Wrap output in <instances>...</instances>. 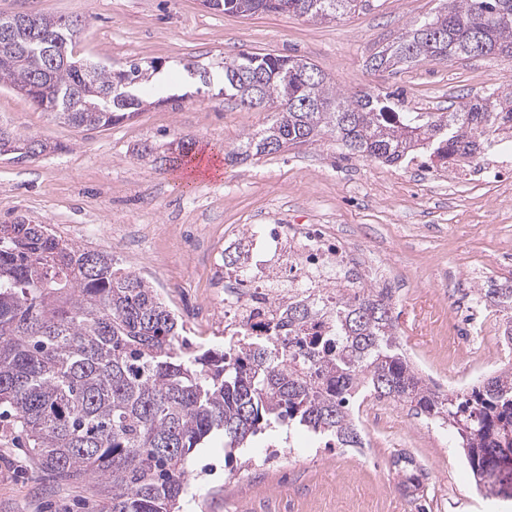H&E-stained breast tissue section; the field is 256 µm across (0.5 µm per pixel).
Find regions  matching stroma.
<instances>
[{
	"label": "stroma",
	"instance_id": "stroma-1",
	"mask_svg": "<svg viewBox=\"0 0 512 512\" xmlns=\"http://www.w3.org/2000/svg\"><path fill=\"white\" fill-rule=\"evenodd\" d=\"M372 7L333 22L291 14L235 16L202 0H0V17L27 13L79 20L75 52L120 69L157 65L142 91L148 104L121 123L82 130L58 123L30 99L0 86V126L61 148L35 160L0 157V224L25 217L51 226L63 240L112 255L152 282L182 322L192 349L224 348V324L207 278L216 236L207 225L245 227L277 218L332 225L338 240L388 263L397 298L392 314L414 365L430 385L480 384L512 364V353L488 339L486 357L472 360L448 345V328L466 331L471 298L443 288L464 266L512 268V250L498 247L495 217L512 197L449 189L443 170L388 166L341 155L334 142L301 144L260 160L226 154L263 128L269 112L225 99L224 60L246 50L303 58L345 92L398 90L408 109H456L485 91L489 75L512 84V64L490 59L419 63L396 74L366 67L373 49L391 43L439 0H372ZM211 71L202 85L186 70ZM216 167L160 164L143 146L164 151L180 138ZM96 224L85 238L80 225ZM0 416V512H95L96 490L61 484L42 472L24 435ZM369 462L323 438L279 427L249 447L224 452L213 436L189 459L182 512H512V497H484L454 431L425 416L374 415L361 421ZM421 470L414 496L398 488L397 456Z\"/></svg>",
	"mask_w": 512,
	"mask_h": 512
}]
</instances>
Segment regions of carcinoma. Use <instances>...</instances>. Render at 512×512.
<instances>
[{"instance_id": "1", "label": "carcinoma", "mask_w": 512, "mask_h": 512, "mask_svg": "<svg viewBox=\"0 0 512 512\" xmlns=\"http://www.w3.org/2000/svg\"><path fill=\"white\" fill-rule=\"evenodd\" d=\"M368 0H204L210 9L248 16L286 13L312 21L356 12ZM368 60L398 73L422 62L479 57V46L512 62V0H439ZM0 85L29 98L74 128L109 127L143 107L137 88L157 68L120 70L75 57L79 21L0 18ZM65 45L69 64L40 68L50 45ZM224 97L272 113L250 134L241 159L332 140L352 155L399 165L409 155L448 168L488 144L493 114L512 120V88L474 97L453 112H402L394 95L334 86L302 58L242 51L224 59ZM59 145L21 139L17 161ZM481 292L512 321V288ZM315 312L288 304V334L228 352L191 354L177 319L144 277L114 266L112 255L67 243L21 217L0 224V407L13 410L39 465L59 482L93 484L99 512H179L188 494V460L215 433L231 454L274 423L364 447L350 401L362 390L407 404L452 429L478 490L504 492L512 480V367L461 393L431 389L415 369L387 294L356 288L336 296V332L301 335Z\"/></svg>"}]
</instances>
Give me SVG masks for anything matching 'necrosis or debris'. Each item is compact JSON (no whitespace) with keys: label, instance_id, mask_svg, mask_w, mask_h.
Segmentation results:
<instances>
[{"label":"necrosis or debris","instance_id":"necrosis-or-debris-1","mask_svg":"<svg viewBox=\"0 0 512 512\" xmlns=\"http://www.w3.org/2000/svg\"><path fill=\"white\" fill-rule=\"evenodd\" d=\"M494 140L475 158L448 164L449 185H482L502 189L500 175L512 166V122L496 118ZM229 249L239 253L236 266L213 268L210 293L224 305V337L230 343L256 342L284 320L289 301L306 300L319 311L311 332L333 334L326 311L337 294L349 288H384L385 265L360 261L354 249L336 243L318 228L292 231L287 223L257 224L229 236Z\"/></svg>","mask_w":512,"mask_h":512}]
</instances>
